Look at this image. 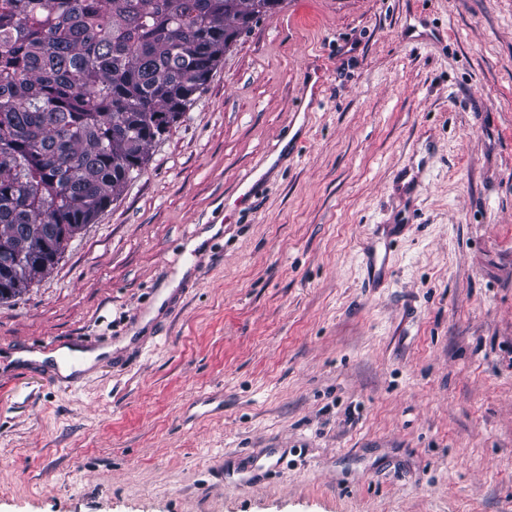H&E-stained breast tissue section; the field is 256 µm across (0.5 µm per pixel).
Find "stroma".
<instances>
[{"mask_svg":"<svg viewBox=\"0 0 512 512\" xmlns=\"http://www.w3.org/2000/svg\"><path fill=\"white\" fill-rule=\"evenodd\" d=\"M0 512H512V0L254 20L0 302Z\"/></svg>","mask_w":512,"mask_h":512,"instance_id":"35a3bbf8","label":"stroma"}]
</instances>
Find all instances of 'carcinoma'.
Listing matches in <instances>:
<instances>
[{
	"mask_svg": "<svg viewBox=\"0 0 512 512\" xmlns=\"http://www.w3.org/2000/svg\"><path fill=\"white\" fill-rule=\"evenodd\" d=\"M255 0H0V301L122 193Z\"/></svg>",
	"mask_w": 512,
	"mask_h": 512,
	"instance_id": "obj_1",
	"label": "carcinoma"
}]
</instances>
